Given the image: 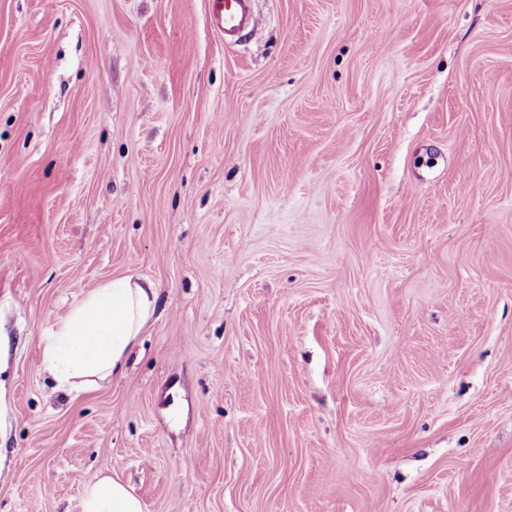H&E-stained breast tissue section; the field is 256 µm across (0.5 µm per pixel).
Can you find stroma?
<instances>
[{
	"instance_id": "35a3bbf8",
	"label": "stroma",
	"mask_w": 512,
	"mask_h": 512,
	"mask_svg": "<svg viewBox=\"0 0 512 512\" xmlns=\"http://www.w3.org/2000/svg\"><path fill=\"white\" fill-rule=\"evenodd\" d=\"M0 0V512H512V0ZM159 300L75 398L39 338ZM212 24L227 41L253 27L250 0H210ZM157 303L154 283L138 275L94 288L40 337L42 371L57 390L74 396L122 375ZM82 512H144L142 501L122 482L94 475L83 488Z\"/></svg>"
}]
</instances>
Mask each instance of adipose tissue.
<instances>
[{"label": "adipose tissue", "mask_w": 512, "mask_h": 512, "mask_svg": "<svg viewBox=\"0 0 512 512\" xmlns=\"http://www.w3.org/2000/svg\"><path fill=\"white\" fill-rule=\"evenodd\" d=\"M158 292L152 281L122 275L72 305L41 336V368L56 389L80 395L123 374L145 327L153 320ZM82 512H144L142 501L122 482L95 475L83 488Z\"/></svg>", "instance_id": "adipose-tissue-1"}]
</instances>
